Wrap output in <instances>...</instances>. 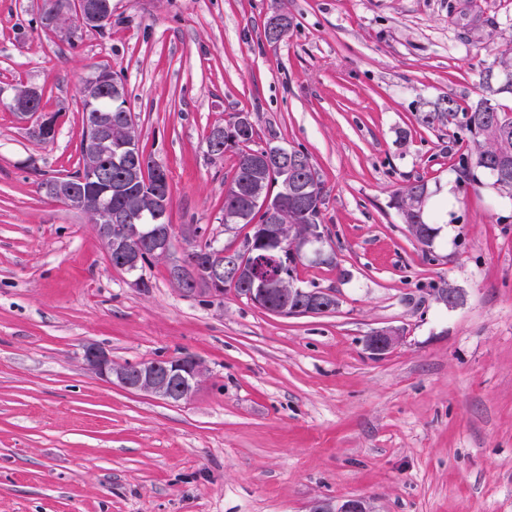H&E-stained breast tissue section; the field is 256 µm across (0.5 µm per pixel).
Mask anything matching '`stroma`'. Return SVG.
I'll return each instance as SVG.
<instances>
[{
    "instance_id": "stroma-1",
    "label": "stroma",
    "mask_w": 512,
    "mask_h": 512,
    "mask_svg": "<svg viewBox=\"0 0 512 512\" xmlns=\"http://www.w3.org/2000/svg\"><path fill=\"white\" fill-rule=\"evenodd\" d=\"M42 0H0V87L32 85L53 142L0 106V512H310L365 498L374 512H512V194L462 189L465 148L420 104L467 106L512 42V0H112L75 39ZM287 12L278 42L267 19ZM123 81L144 154L168 175L172 253L149 287L113 268L88 213L39 192L76 170L79 88ZM249 113L257 143L305 151L324 190L330 265H298L339 305L285 317L226 293L185 294L170 268L200 227L227 249L235 149L207 137ZM427 182L438 232L415 240L391 196ZM462 304L440 303L442 284ZM398 332L373 358L365 336ZM189 355L185 401L88 370Z\"/></svg>"
}]
</instances>
